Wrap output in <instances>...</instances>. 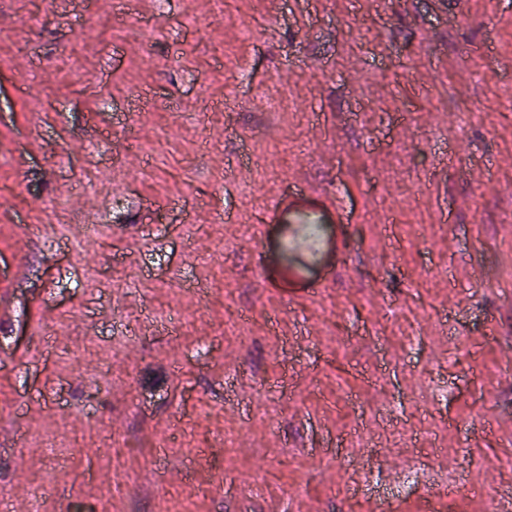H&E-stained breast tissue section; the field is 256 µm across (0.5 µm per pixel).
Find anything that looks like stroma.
I'll return each mask as SVG.
<instances>
[{
    "mask_svg": "<svg viewBox=\"0 0 512 512\" xmlns=\"http://www.w3.org/2000/svg\"><path fill=\"white\" fill-rule=\"evenodd\" d=\"M503 490L512 0H0L5 512Z\"/></svg>",
    "mask_w": 512,
    "mask_h": 512,
    "instance_id": "stroma-1",
    "label": "stroma"
}]
</instances>
